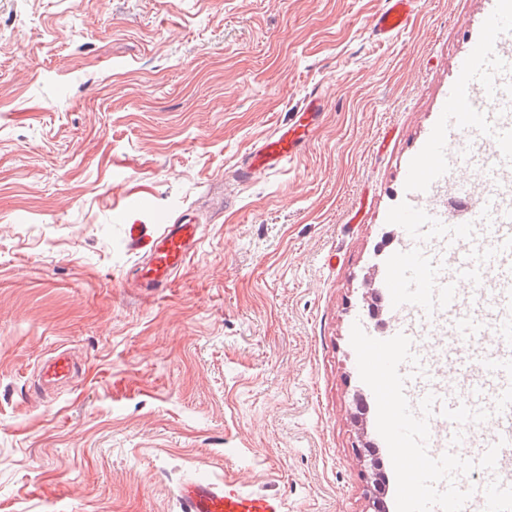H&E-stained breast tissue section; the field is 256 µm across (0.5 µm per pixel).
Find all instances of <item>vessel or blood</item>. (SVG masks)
I'll use <instances>...</instances> for the list:
<instances>
[{
  "label": "vessel or blood",
  "mask_w": 512,
  "mask_h": 512,
  "mask_svg": "<svg viewBox=\"0 0 512 512\" xmlns=\"http://www.w3.org/2000/svg\"><path fill=\"white\" fill-rule=\"evenodd\" d=\"M419 0H386L385 8L372 20V31L381 40L393 38L407 24L417 10ZM512 30V12L494 7L486 36L475 43L473 55L481 62L480 68L499 70L512 68V56L494 51L493 41ZM325 96L320 88H312L288 123L265 138L248 155L240 170L241 176L254 171H272L284 168L303 151L314 128L325 114ZM512 107V96L491 103L488 112H478L466 91L452 87L440 113L436 133L426 143L422 155L412 167L408 184L411 188L405 204L395 212L393 221L403 230V239L392 253L387 265L385 288L387 301L395 310L411 315L407 325H397V332L418 341L430 334L436 323L445 321L455 332L448 339V351L455 355L481 360L486 371L499 379L491 408L479 403L483 387L472 384L469 398L439 396L432 422L449 427L445 450L467 445L471 423L491 422L485 435L486 445L504 442L512 448V290L503 289L494 297L498 310L494 319H486L480 307L469 313L458 312L461 282L482 286L486 256L462 261L457 275L451 279L441 276V262L418 237L419 232L448 244L473 235L477 225H487L495 240V254L507 260L512 258V211L499 208L488 199L478 205L470 221L458 222L447 218L444 212L420 208L419 197L435 182H449L454 161L447 152V142L457 133L473 124L492 127L497 139L496 156L499 168L512 167V128L498 124L497 114ZM200 240V226L196 215L183 214L166 222L160 232L134 221L126 226V243L130 251L143 254L146 261L139 266L134 281L138 286L152 290L170 287L176 274L184 266ZM72 362L65 354H57L41 367V375L50 381L66 379ZM474 494L488 504V512H512V483L489 482L474 487ZM176 497L180 512H286V502L278 495L250 492L236 484H217L205 479L190 478L179 483Z\"/></svg>",
  "instance_id": "1"
}]
</instances>
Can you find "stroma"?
Wrapping results in <instances>:
<instances>
[{
    "instance_id": "stroma-1",
    "label": "stroma",
    "mask_w": 512,
    "mask_h": 512,
    "mask_svg": "<svg viewBox=\"0 0 512 512\" xmlns=\"http://www.w3.org/2000/svg\"><path fill=\"white\" fill-rule=\"evenodd\" d=\"M0 0V512H179L187 478L366 512L380 442L353 324L388 332L405 176L491 0ZM321 125L285 169L244 156L312 86ZM460 133L455 184L493 171ZM193 211L171 287L129 273L121 213ZM68 379L47 384L58 353ZM419 0H386V7L372 20L373 34L389 40L401 31L417 10ZM72 370V362L64 353H59L41 366V375L48 381L66 379Z\"/></svg>"
}]
</instances>
